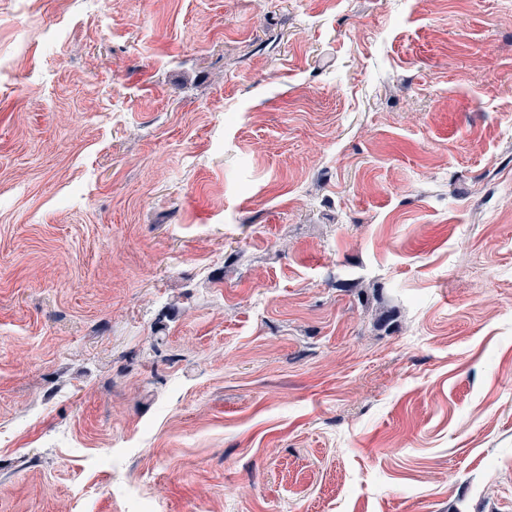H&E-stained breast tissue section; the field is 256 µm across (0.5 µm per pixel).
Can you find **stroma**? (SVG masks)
<instances>
[{
    "label": "stroma",
    "instance_id": "1",
    "mask_svg": "<svg viewBox=\"0 0 512 512\" xmlns=\"http://www.w3.org/2000/svg\"><path fill=\"white\" fill-rule=\"evenodd\" d=\"M0 512H512V0H0Z\"/></svg>",
    "mask_w": 512,
    "mask_h": 512
}]
</instances>
